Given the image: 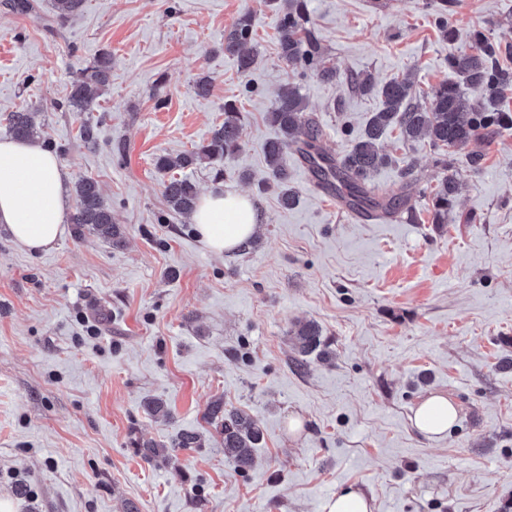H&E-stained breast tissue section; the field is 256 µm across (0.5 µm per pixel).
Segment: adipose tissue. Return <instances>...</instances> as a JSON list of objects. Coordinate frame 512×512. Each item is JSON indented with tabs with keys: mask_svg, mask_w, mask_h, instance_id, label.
Segmentation results:
<instances>
[{
	"mask_svg": "<svg viewBox=\"0 0 512 512\" xmlns=\"http://www.w3.org/2000/svg\"><path fill=\"white\" fill-rule=\"evenodd\" d=\"M68 181L39 139H0V225L21 250L44 252L63 236L71 204ZM192 220L203 247L220 254L238 251L261 217L248 196L217 184L201 196ZM457 419L455 404L439 393L421 399L412 416L415 428L433 440L447 435Z\"/></svg>",
	"mask_w": 512,
	"mask_h": 512,
	"instance_id": "obj_1",
	"label": "adipose tissue"
}]
</instances>
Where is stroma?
<instances>
[{"mask_svg": "<svg viewBox=\"0 0 512 512\" xmlns=\"http://www.w3.org/2000/svg\"><path fill=\"white\" fill-rule=\"evenodd\" d=\"M32 3L21 15L0 0V115L38 110L41 142L71 177L98 180L125 244L68 232L30 254L0 229V499L17 512H323L354 486L374 512H507L512 125L477 143L479 171L456 153L461 187L444 224L433 221L435 150L393 132L371 184L396 191L413 162V208L394 218L357 222L293 155L292 209L257 183L281 85L299 86L324 148L343 152L380 106L351 75L410 71L425 96L479 30L512 68V0H456L446 38L434 0H306L338 73L330 84L281 60L270 0H85L64 21L54 0ZM248 12L256 64L244 73L224 34ZM102 52L112 83L94 111H74L70 82ZM202 76L206 98L194 94ZM228 103L244 116V150L191 176L203 191L247 193L262 223L248 247L219 255L189 217L168 213L154 161L208 140ZM85 121L97 146L80 137ZM86 319L98 337L85 336ZM306 321L326 352L301 369L292 332ZM431 392L459 409L437 441L410 421ZM217 398L263 430L248 470L224 456L207 416ZM183 432L198 447H172ZM147 441L164 453L146 455Z\"/></svg>", "mask_w": 512, "mask_h": 512, "instance_id": "35a3bbf8", "label": "stroma"}]
</instances>
